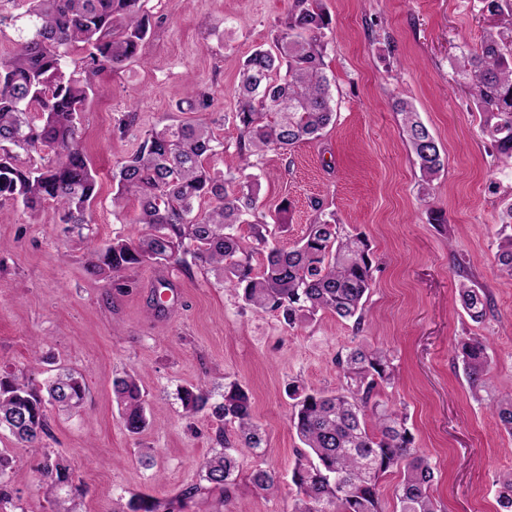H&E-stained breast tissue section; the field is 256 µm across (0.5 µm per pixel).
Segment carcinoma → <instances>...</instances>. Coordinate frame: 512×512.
<instances>
[{
  "mask_svg": "<svg viewBox=\"0 0 512 512\" xmlns=\"http://www.w3.org/2000/svg\"><path fill=\"white\" fill-rule=\"evenodd\" d=\"M24 22L14 52L0 56V198L35 213L47 202L56 206L59 222L89 223L88 210L97 194V173L79 148L78 117L96 77L138 57L148 33L145 0H27ZM488 7L500 16L497 28L468 55L463 73L477 111L500 158L512 162V9L497 0ZM328 17L321 0H295L276 51L254 50L239 70L237 112L242 169L251 157L267 150L288 151L315 140L333 120L330 83L325 75V30ZM81 56L65 70L73 49ZM188 110L204 117L153 130L136 151L112 172L117 190L113 203L129 195L139 202L135 223L147 226L136 240L116 238L104 247L86 251L91 274L114 280L144 263L188 268L201 264L228 283L257 311L282 315L293 327L320 312L360 325L372 283V260L365 240L342 238L334 214L315 207L317 215L305 235L289 249L269 246L267 224L258 212L257 178L232 172L219 174L210 160L224 142L212 126L224 121L208 112L210 96L197 92ZM402 132L421 174L430 180L444 166L443 150L412 105L394 103ZM39 156L25 163L20 154ZM240 190L229 193L227 185ZM251 227L255 246L247 248L238 236L240 225ZM263 256L254 269V254ZM500 269L512 277V233L501 237L496 253ZM464 311L482 323L491 311L489 295L481 288L460 284ZM455 357L473 394L486 388L491 358L489 343L471 337L455 347ZM345 386L334 392L292 386L290 425L303 445L292 482L296 487L293 512H384L381 481L397 472L395 498L400 512H439L430 494L431 463L412 447L413 436L399 410L376 400L377 388L392 386L395 368L386 351L363 346L337 359ZM112 392L125 429L141 433L147 426L145 399L139 380L127 374L112 381ZM221 401L201 386L181 392L183 411L193 416L204 410L219 422L237 425L241 444L233 446L224 428L215 433L216 448L200 464V482L175 497L159 499L134 495L130 512H184L205 493L225 499L236 486V454L264 452L266 432L253 415L249 390L236 381L224 385ZM86 385L74 370L39 385L25 375L0 374V428L5 427L26 447H39L51 435L48 411L74 414L83 407ZM494 417L512 436V395L493 403ZM10 460L0 455V507L10 502L5 475ZM40 490L50 504L61 492L72 493L65 512H82L73 493V471L60 455L46 454L40 462ZM254 489L268 491L276 473L257 468L250 475ZM498 504L512 512V474L500 481Z\"/></svg>",
  "mask_w": 512,
  "mask_h": 512,
  "instance_id": "cac0c4a2",
  "label": "carcinoma"
}]
</instances>
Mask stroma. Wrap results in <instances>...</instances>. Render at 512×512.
I'll list each match as a JSON object with an SVG mask.
<instances>
[{"label":"stroma","mask_w":512,"mask_h":512,"mask_svg":"<svg viewBox=\"0 0 512 512\" xmlns=\"http://www.w3.org/2000/svg\"><path fill=\"white\" fill-rule=\"evenodd\" d=\"M293 0H148L149 33L139 61L98 77L78 120L80 145L98 174V194L85 229L92 245L140 236L135 197L114 206L112 172L146 133L191 119L192 90L208 92L210 109L225 114L215 133L224 150L220 172L240 167L237 108L239 67L259 47L270 49ZM331 20L325 71L336 120L314 142L290 153L267 152L254 169L257 206L269 241L294 245L318 199L343 232L362 234L373 258V285L361 325L328 312L288 328L275 312L244 305L214 273L194 266L145 264L120 284L90 275L84 252L60 224L53 204L25 212L0 199V373L36 382L65 366L80 371L87 394L79 413L52 415L51 435L27 448L0 431V454L13 503L6 512H56L38 489L44 454L65 456L82 491L85 512H128L131 495H175L199 480L214 448L211 413L185 416L179 388L221 392L236 381L252 394L266 431L259 456L238 457L229 502L198 497L188 512H291V472L301 443L290 425V385L334 389L336 358L355 346L389 351L398 380L380 401L404 411L414 445L435 467L430 489L443 512H500L499 481L512 472V437L492 417L495 399L512 393V279L495 261L501 210L512 199V165L499 159L461 77L462 55L477 47L495 18L482 0H322ZM410 100L445 152L443 170L423 182L392 105ZM135 110L126 133L115 124ZM288 222L276 221L280 206ZM444 223H437L435 213ZM171 280V313H152L154 291ZM474 283L492 300L483 323L464 312L458 286ZM490 344V387L473 396L458 339ZM136 374L148 426L129 434L112 395L115 377ZM153 451L152 466L140 461ZM278 485L252 488L256 467Z\"/></svg>","instance_id":"1"}]
</instances>
